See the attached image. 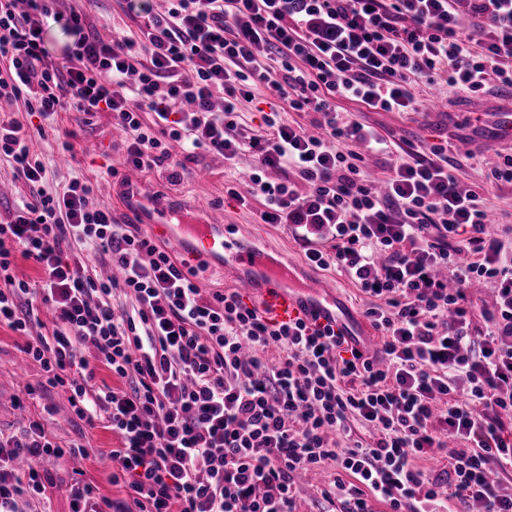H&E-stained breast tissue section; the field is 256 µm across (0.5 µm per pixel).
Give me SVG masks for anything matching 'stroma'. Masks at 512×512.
<instances>
[{"label":"stroma","mask_w":512,"mask_h":512,"mask_svg":"<svg viewBox=\"0 0 512 512\" xmlns=\"http://www.w3.org/2000/svg\"><path fill=\"white\" fill-rule=\"evenodd\" d=\"M86 14L90 31L104 42L120 38H137L139 22L127 8L125 0H59L57 9L69 14L72 9ZM252 99L240 100V122L251 134L264 131V120L276 93L267 85L251 86ZM420 109L416 112H382L367 109L345 99L337 105L344 119L377 128L389 142L392 156H382L369 162L367 178L381 185L389 175L392 157L406 155L417 149L430 153L432 148L448 149L451 172L460 187L475 192L490 216L489 229L504 241L512 242V183L494 182L486 164L487 157L504 158L512 154V136L500 133L495 108L512 100V90L497 85L480 92L488 111L469 110V97L454 93L439 85H420ZM74 131L73 150L61 149L63 130ZM30 151L54 171L56 181L78 177L94 187L95 204L109 207L121 223L141 222L131 202L123 195L110 191L111 184L125 179L128 170L121 164L125 136L114 114L96 115L92 125L75 123L72 115L61 113L54 125L44 131H31ZM172 160L160 168L141 172V179L154 185L158 198L177 211L196 217L216 216L224 223L240 226L262 246L268 266L290 260L295 285L317 280L334 286L336 301L342 308L353 331H361L366 320L362 311L368 298L359 288L341 275L336 268L309 265L301 248L284 224L262 223L259 213L261 199L240 206L230 199L225 186L229 180H239L248 187L249 175L256 165L251 153H242L234 164H225L222 156L205 151L185 159L179 148H172ZM26 336L0 325V431H19L27 418L41 419L48 431L62 444L74 441L84 445L87 455L80 459L62 457L54 460L49 472L54 480H79L96 487L99 495L114 501L127 498L123 484L112 481V466L107 453L118 447L119 438L103 425L88 427L73 419L67 393L59 389L28 395L27 385L41 378L39 366L27 359L23 347Z\"/></svg>","instance_id":"obj_1"}]
</instances>
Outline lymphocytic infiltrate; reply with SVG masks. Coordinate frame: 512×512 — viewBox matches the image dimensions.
<instances>
[{"instance_id":"1","label":"lymphocytic infiltrate","mask_w":512,"mask_h":512,"mask_svg":"<svg viewBox=\"0 0 512 512\" xmlns=\"http://www.w3.org/2000/svg\"><path fill=\"white\" fill-rule=\"evenodd\" d=\"M56 2L0 0V99L50 123L115 113L123 163L140 170L163 166L173 141L188 158L253 153L238 202L262 198V223L289 225L310 264L367 294L363 315L380 336L371 349L303 313L272 320L235 291L205 296L195 270L95 205L86 181L46 191L27 124L1 112L0 158L29 195L0 224V325L27 336L43 387L68 392L73 416L121 439L108 458L127 501L76 480L65 487L71 512H296L297 477L332 464L343 475L322 494L340 512H373L376 500L441 512L451 498L512 512V483L499 478L512 470V245L489 231L442 149L396 160L374 191L363 163L389 144L336 105L414 112L417 82L438 77L465 93L512 88V0H172L163 14L127 0L140 35L109 43ZM51 18L74 38L60 60L44 42ZM252 78L321 114L320 135L273 114L265 133H238ZM270 169L282 179H265ZM18 251L39 280L16 275ZM477 283L494 290L493 308L475 310ZM120 295L130 308L115 307ZM44 305L52 318L29 337ZM101 367L120 386L97 387ZM85 454L36 419L0 435V512L43 503L48 464ZM440 454L442 472L416 464Z\"/></svg>"}]
</instances>
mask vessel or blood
<instances>
[{"instance_id": "1", "label": "vessel or blood", "mask_w": 512, "mask_h": 512, "mask_svg": "<svg viewBox=\"0 0 512 512\" xmlns=\"http://www.w3.org/2000/svg\"><path fill=\"white\" fill-rule=\"evenodd\" d=\"M122 189L133 203L150 208L152 223L167 230L177 244L188 245L194 253L202 256L223 259L226 270L235 276L237 290L257 300L276 320H288L305 310L315 314L319 323L343 327L342 318L333 308L329 285L311 281L301 289L292 287L291 272L284 265L270 273L257 274L255 267L262 255L260 248L235 236L227 226L213 220H187L172 224L173 210L159 205L155 194L143 182L129 179L124 181Z\"/></svg>"}]
</instances>
